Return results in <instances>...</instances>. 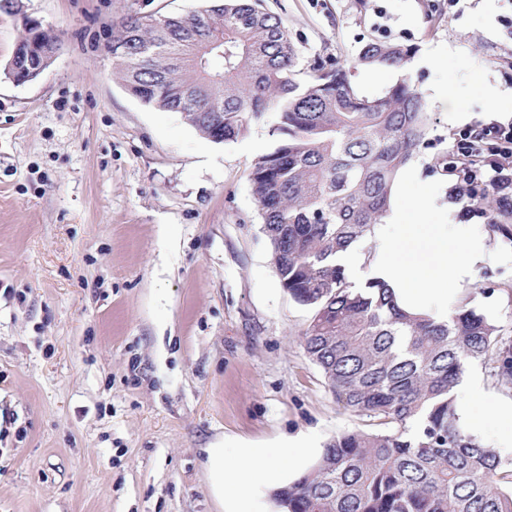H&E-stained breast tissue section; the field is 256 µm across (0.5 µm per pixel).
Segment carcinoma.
Here are the masks:
<instances>
[{"mask_svg":"<svg viewBox=\"0 0 512 512\" xmlns=\"http://www.w3.org/2000/svg\"><path fill=\"white\" fill-rule=\"evenodd\" d=\"M204 2L155 25L123 19L104 43L113 74L148 107H184L213 142L268 126L273 146L248 178L280 283L310 312L304 348L337 402L379 426L336 436L275 500L283 512H512V458L467 431L455 394L476 361L512 390V339L466 302L446 323L410 315L384 284L360 291L333 263L387 213L398 172L428 144L433 123L409 75L369 99L352 73L402 70L413 47L369 40L300 82L281 16L260 0ZM42 38L59 43L26 29L18 44L39 49ZM481 204L512 240V206L493 192Z\"/></svg>","mask_w":512,"mask_h":512,"instance_id":"cac0c4a2","label":"carcinoma"}]
</instances>
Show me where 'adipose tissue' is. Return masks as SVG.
I'll use <instances>...</instances> for the list:
<instances>
[{
	"label": "adipose tissue",
	"mask_w": 512,
	"mask_h": 512,
	"mask_svg": "<svg viewBox=\"0 0 512 512\" xmlns=\"http://www.w3.org/2000/svg\"><path fill=\"white\" fill-rule=\"evenodd\" d=\"M418 181L417 165H407L395 184L394 204L372 229L371 256L352 245L338 252L335 262L354 287L383 282L402 309L442 322L450 302L474 283L489 252L485 237L456 223L450 210H438L434 196L410 195L409 187ZM460 415L472 433L494 422L500 447H512V402L492 405L483 415L466 404ZM207 468L215 495H223L228 486L236 489L230 512H242L254 479L274 485L282 478L280 461L264 448H244L232 458L223 449H208Z\"/></svg>",
	"instance_id": "obj_1"
}]
</instances>
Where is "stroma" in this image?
Returning a JSON list of instances; mask_svg holds the SVG:
<instances>
[{
    "mask_svg": "<svg viewBox=\"0 0 512 512\" xmlns=\"http://www.w3.org/2000/svg\"><path fill=\"white\" fill-rule=\"evenodd\" d=\"M0 15V512H224L206 451L323 450L371 421L343 408L305 352L310 313L280 284L248 174L268 151L255 125L203 139L143 105L113 74L105 34L130 14L186 16L202 0H22ZM288 23L296 78L371 38L444 43L465 124L436 122L420 189L448 202L462 128L488 114L484 82L512 88V0H262ZM38 19L60 38L34 83L3 69ZM472 217L490 256L466 291L512 332V243Z\"/></svg>",
    "mask_w": 512,
    "mask_h": 512,
    "instance_id": "1",
    "label": "stroma"
}]
</instances>
